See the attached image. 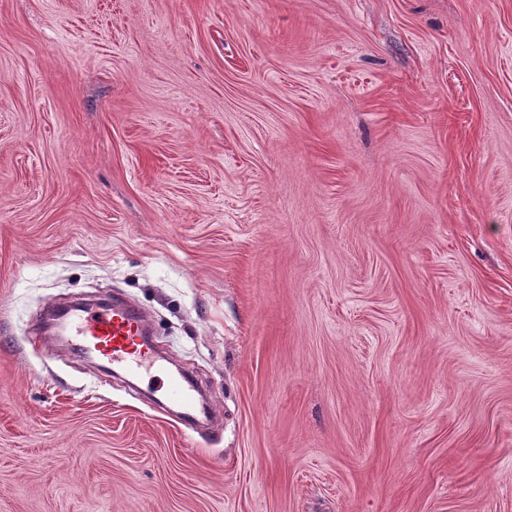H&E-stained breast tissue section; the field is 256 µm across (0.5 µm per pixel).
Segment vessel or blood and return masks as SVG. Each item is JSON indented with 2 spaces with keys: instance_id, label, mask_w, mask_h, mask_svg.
Listing matches in <instances>:
<instances>
[{
  "instance_id": "1",
  "label": "vessel or blood",
  "mask_w": 512,
  "mask_h": 512,
  "mask_svg": "<svg viewBox=\"0 0 512 512\" xmlns=\"http://www.w3.org/2000/svg\"><path fill=\"white\" fill-rule=\"evenodd\" d=\"M62 328L78 336L85 352L118 368L137 372L155 356L145 319L130 302L72 306L65 312ZM166 394L180 408L184 425L194 424L199 407L193 388L173 377L166 383Z\"/></svg>"
}]
</instances>
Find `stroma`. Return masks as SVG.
Masks as SVG:
<instances>
[{
    "label": "stroma",
    "mask_w": 512,
    "mask_h": 512,
    "mask_svg": "<svg viewBox=\"0 0 512 512\" xmlns=\"http://www.w3.org/2000/svg\"><path fill=\"white\" fill-rule=\"evenodd\" d=\"M0 512H512V0H0ZM63 331L79 337L83 350L113 367L138 372L145 365L163 371L153 344L147 341L145 319L131 302L75 305L65 312ZM166 394L169 399L180 408L184 425L191 426L194 424L199 414V407L195 399L193 388L185 384L179 378H168Z\"/></svg>",
    "instance_id": "obj_1"
}]
</instances>
